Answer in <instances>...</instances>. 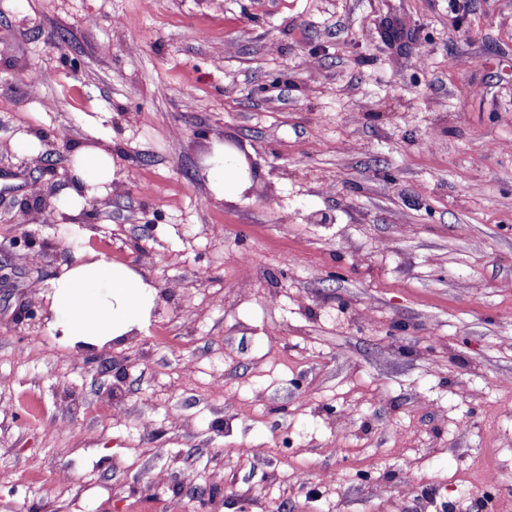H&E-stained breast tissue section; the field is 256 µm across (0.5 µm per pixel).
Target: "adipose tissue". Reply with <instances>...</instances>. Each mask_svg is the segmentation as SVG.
Returning <instances> with one entry per match:
<instances>
[{"label":"adipose tissue","mask_w":512,"mask_h":512,"mask_svg":"<svg viewBox=\"0 0 512 512\" xmlns=\"http://www.w3.org/2000/svg\"><path fill=\"white\" fill-rule=\"evenodd\" d=\"M207 180L219 199H235L242 188L234 164L225 162L223 145L209 160ZM71 183L57 197L61 213L78 216L90 200L103 196L115 178L110 149L84 146L72 156ZM50 326L80 354L111 349L136 334L150 319L158 290L133 268L94 251L63 265L52 282Z\"/></svg>","instance_id":"obj_1"}]
</instances>
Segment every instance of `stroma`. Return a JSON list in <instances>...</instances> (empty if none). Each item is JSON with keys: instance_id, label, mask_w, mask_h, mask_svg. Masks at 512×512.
<instances>
[{"instance_id": "35a3bbf8", "label": "stroma", "mask_w": 512, "mask_h": 512, "mask_svg": "<svg viewBox=\"0 0 512 512\" xmlns=\"http://www.w3.org/2000/svg\"><path fill=\"white\" fill-rule=\"evenodd\" d=\"M459 5L0 0V512H512V0ZM80 224L160 293L99 368L25 314ZM232 151L243 158L241 161L244 172L252 182V186L246 190V193L254 190L257 175L251 155L246 151L242 141L224 137V144H217L214 147L213 156L208 160L210 167L207 169L209 188L218 199H235L243 186L238 180L235 165L232 162L224 164V154ZM71 183L57 197V206L67 216H78L87 207H94L95 198L107 192L115 178L112 151L100 146H82L70 162ZM94 198V199H93Z\"/></svg>"}]
</instances>
